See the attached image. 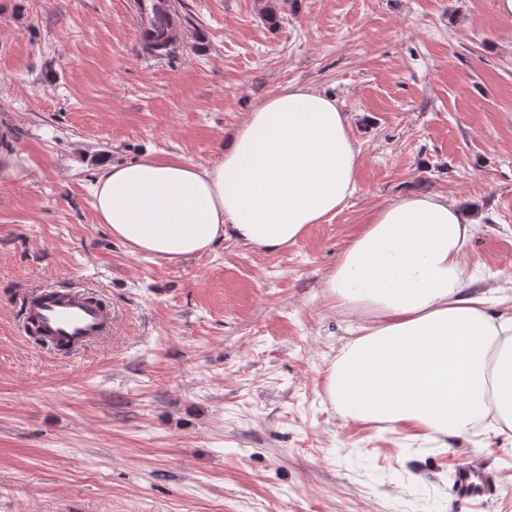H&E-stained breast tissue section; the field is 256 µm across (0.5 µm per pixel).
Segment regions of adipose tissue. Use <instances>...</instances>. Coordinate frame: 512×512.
Returning <instances> with one entry per match:
<instances>
[{
	"instance_id": "adipose-tissue-1",
	"label": "adipose tissue",
	"mask_w": 512,
	"mask_h": 512,
	"mask_svg": "<svg viewBox=\"0 0 512 512\" xmlns=\"http://www.w3.org/2000/svg\"><path fill=\"white\" fill-rule=\"evenodd\" d=\"M358 166L335 97L293 84L249 112L213 164L146 155L104 166L94 208L114 239L166 261L227 238L279 251L343 208ZM475 224L445 196L409 194L354 236L326 281L340 304L373 313L330 367L326 394L343 419L425 439L512 432V316L464 291Z\"/></svg>"
}]
</instances>
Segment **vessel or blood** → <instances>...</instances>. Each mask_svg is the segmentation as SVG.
<instances>
[{"label": "vessel or blood", "instance_id": "1", "mask_svg": "<svg viewBox=\"0 0 512 512\" xmlns=\"http://www.w3.org/2000/svg\"><path fill=\"white\" fill-rule=\"evenodd\" d=\"M134 33L144 41L148 33L165 28L173 10L172 0H132ZM26 335H38L51 346L71 354L86 351L112 332V314L96 300L76 291L44 289L30 296L22 310ZM498 490L494 469L472 461L459 463L454 478L458 502L493 496Z\"/></svg>", "mask_w": 512, "mask_h": 512}]
</instances>
